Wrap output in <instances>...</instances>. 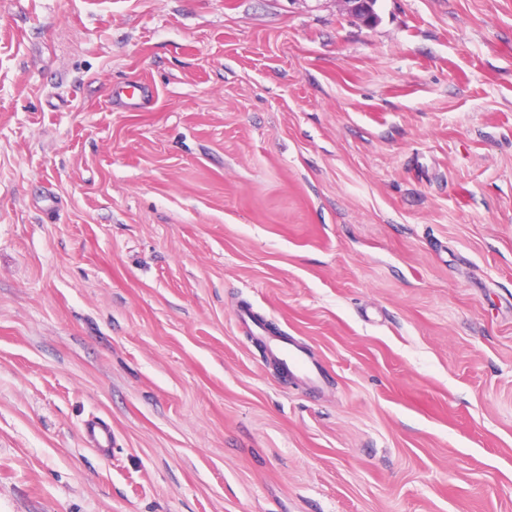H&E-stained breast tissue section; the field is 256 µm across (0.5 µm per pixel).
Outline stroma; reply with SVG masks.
Instances as JSON below:
<instances>
[{"label":"stroma","mask_w":512,"mask_h":512,"mask_svg":"<svg viewBox=\"0 0 512 512\" xmlns=\"http://www.w3.org/2000/svg\"><path fill=\"white\" fill-rule=\"evenodd\" d=\"M375 12L0 0V512H512V0ZM267 350L270 356L280 363L287 375L303 379L313 386L319 382L321 371L317 363L287 337L270 342ZM85 433L96 453L105 461L112 457V433L109 428L98 421H90L85 425Z\"/></svg>","instance_id":"stroma-1"}]
</instances>
